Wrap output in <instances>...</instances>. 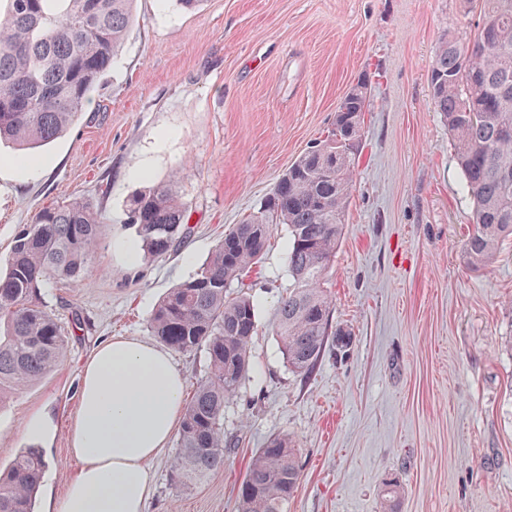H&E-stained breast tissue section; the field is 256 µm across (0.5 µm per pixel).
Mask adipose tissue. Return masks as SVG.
Instances as JSON below:
<instances>
[{"label": "adipose tissue", "mask_w": 512, "mask_h": 512, "mask_svg": "<svg viewBox=\"0 0 512 512\" xmlns=\"http://www.w3.org/2000/svg\"><path fill=\"white\" fill-rule=\"evenodd\" d=\"M184 388L168 351L130 336L101 341L81 370L69 429L80 467L49 512H145Z\"/></svg>", "instance_id": "obj_1"}]
</instances>
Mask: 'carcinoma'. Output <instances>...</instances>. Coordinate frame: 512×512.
Here are the masks:
<instances>
[{
	"instance_id": "cac0c4a2",
	"label": "carcinoma",
	"mask_w": 512,
	"mask_h": 512,
	"mask_svg": "<svg viewBox=\"0 0 512 512\" xmlns=\"http://www.w3.org/2000/svg\"><path fill=\"white\" fill-rule=\"evenodd\" d=\"M133 0H0V141L26 151L62 136L108 71L133 23ZM474 37L442 38L431 64L432 104L448 124L463 191L474 204L466 241L480 268L512 237V0H475ZM367 85L336 113L326 139L300 155L257 212L234 225L189 279L169 289L148 319L151 335L179 351L205 349L209 368L185 404L170 482L188 491L224 468V406L250 377L257 309L235 282L260 263L269 226H288V291L277 304L289 369L312 372L331 329L323 281L336 255L362 133ZM187 207L171 183L130 203L128 224L141 250L161 258L185 238ZM104 232L88 200L50 204L15 235L0 273V404L65 359L64 329L41 301L51 282L76 283L93 263ZM48 463L27 448L0 470V512H33ZM297 449L276 436L252 457L238 488L239 512H288L299 484Z\"/></svg>"
}]
</instances>
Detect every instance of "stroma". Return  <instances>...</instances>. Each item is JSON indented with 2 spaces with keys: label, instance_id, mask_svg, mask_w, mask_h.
I'll use <instances>...</instances> for the list:
<instances>
[{
  "label": "stroma",
  "instance_id": "stroma-1",
  "mask_svg": "<svg viewBox=\"0 0 512 512\" xmlns=\"http://www.w3.org/2000/svg\"><path fill=\"white\" fill-rule=\"evenodd\" d=\"M134 23L61 138L17 165L0 144V266L20 225L44 206L89 200L105 237L81 285L53 283L42 302L69 336L65 360L0 404V468L44 410L57 431L35 498L47 512L79 467L68 426L82 363L101 340H151L147 319L233 225L256 211L288 166L332 130L364 81L368 107L344 228L325 286L333 328L307 376L281 352L275 311L289 282L288 227L244 279L258 308L253 373L224 410L236 443L224 468L173 489L177 446L153 461L146 512H238L259 448L295 439L300 480L288 512H512V241L484 268L464 242L463 193L448 127L431 104L441 38L473 36L466 0H134ZM176 180L189 238L162 258H127L135 194ZM399 490L397 508L383 496Z\"/></svg>",
  "mask_w": 512,
  "mask_h": 512
}]
</instances>
